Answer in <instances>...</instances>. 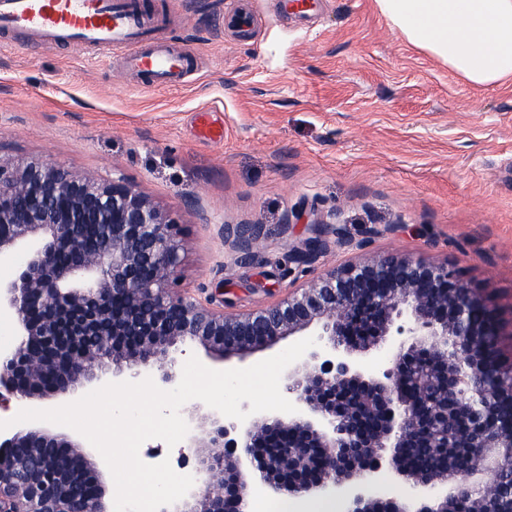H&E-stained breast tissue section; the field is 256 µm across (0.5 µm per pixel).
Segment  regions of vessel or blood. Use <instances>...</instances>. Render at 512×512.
Masks as SVG:
<instances>
[{"label":"vessel or blood","instance_id":"1","mask_svg":"<svg viewBox=\"0 0 512 512\" xmlns=\"http://www.w3.org/2000/svg\"><path fill=\"white\" fill-rule=\"evenodd\" d=\"M0 32L37 46L120 51L123 69L151 89L185 85L197 70L194 52L164 35L161 21L136 0H0Z\"/></svg>","mask_w":512,"mask_h":512}]
</instances>
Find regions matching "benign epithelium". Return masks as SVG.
<instances>
[{
  "label": "benign epithelium",
  "instance_id": "1",
  "mask_svg": "<svg viewBox=\"0 0 512 512\" xmlns=\"http://www.w3.org/2000/svg\"><path fill=\"white\" fill-rule=\"evenodd\" d=\"M310 236L288 243V263L309 268L333 249L361 248L313 210ZM182 227L122 177L77 176L49 162H0V309L18 342L0 343V387L27 405H65L107 366L112 381L149 376L175 382L178 345L198 343L222 360L313 336L284 371L296 413L263 412L239 422L195 403L181 409L191 429L194 485L159 512H250L255 498L336 492L346 512H443L451 499L512 496V426L495 420L512 373L481 364L498 329L474 319L485 302L463 271L423 257L389 255L323 271L283 302L228 313L182 289ZM261 224L224 225L236 263H251ZM379 356L376 362L370 354ZM420 354L432 368L407 387ZM452 396L448 406L446 396ZM468 422L463 429L454 421ZM470 448L481 467L464 481L397 478L408 448ZM259 448H272L267 456ZM98 467L82 443L38 425L0 430V512H107Z\"/></svg>",
  "mask_w": 512,
  "mask_h": 512
}]
</instances>
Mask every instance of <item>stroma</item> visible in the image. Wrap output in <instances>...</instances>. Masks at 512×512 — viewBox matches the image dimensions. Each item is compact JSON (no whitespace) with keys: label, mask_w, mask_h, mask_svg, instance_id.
<instances>
[{"label":"stroma","mask_w":512,"mask_h":512,"mask_svg":"<svg viewBox=\"0 0 512 512\" xmlns=\"http://www.w3.org/2000/svg\"><path fill=\"white\" fill-rule=\"evenodd\" d=\"M310 14L253 0L248 38L225 29L231 0L178 4L198 69L144 89L119 54L0 40V161H50L125 177L183 225L182 286L232 311L281 302L312 269L281 266L290 211L333 215L363 250L463 268L499 314L512 367V80L477 86L405 41L376 0H319ZM228 224H261L254 261L224 247ZM397 225L369 237L372 226Z\"/></svg>","instance_id":"1"}]
</instances>
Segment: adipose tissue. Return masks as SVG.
Here are the masks:
<instances>
[{
	"label": "adipose tissue",
	"instance_id": "1",
	"mask_svg": "<svg viewBox=\"0 0 512 512\" xmlns=\"http://www.w3.org/2000/svg\"><path fill=\"white\" fill-rule=\"evenodd\" d=\"M392 28L467 82L512 78V0H376Z\"/></svg>",
	"mask_w": 512,
	"mask_h": 512
}]
</instances>
